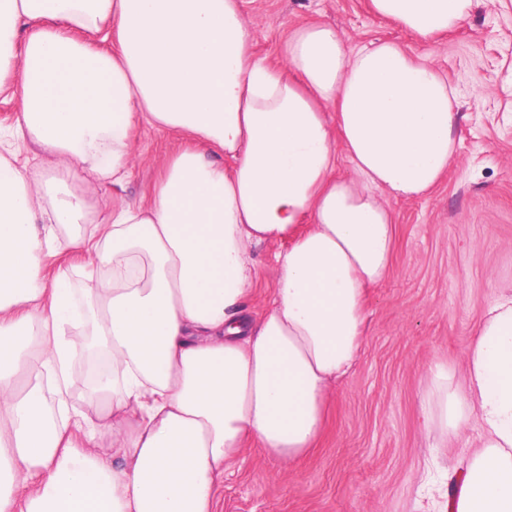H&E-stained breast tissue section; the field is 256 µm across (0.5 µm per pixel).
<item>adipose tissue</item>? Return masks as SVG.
Wrapping results in <instances>:
<instances>
[{
	"mask_svg": "<svg viewBox=\"0 0 512 512\" xmlns=\"http://www.w3.org/2000/svg\"><path fill=\"white\" fill-rule=\"evenodd\" d=\"M473 2L368 5L433 41ZM101 30L113 51L79 38ZM253 40L240 0H0V92L21 95L0 135V512H214L247 442L288 463L313 451L360 354L366 293L391 269L381 195L439 183L459 114L447 79L397 42L353 49L314 21L276 68ZM145 125L183 147L148 200L91 221L68 180L122 185ZM25 141L54 168L23 164ZM264 243L281 246L276 288L253 320ZM64 252L83 287L44 275ZM86 350L106 370L81 409ZM421 410L458 439L481 428L452 512H512V295L487 309L463 387L434 365Z\"/></svg>",
	"mask_w": 512,
	"mask_h": 512,
	"instance_id": "obj_1",
	"label": "adipose tissue"
}]
</instances>
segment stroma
<instances>
[{"label": "stroma", "instance_id": "1", "mask_svg": "<svg viewBox=\"0 0 512 512\" xmlns=\"http://www.w3.org/2000/svg\"><path fill=\"white\" fill-rule=\"evenodd\" d=\"M256 56L282 65L279 45L311 21L336 27L349 46L400 43L430 61L456 89L459 124L448 171L426 196L387 197L397 227L392 268L370 289L358 362L331 394L325 431L310 456L283 464L247 444L224 475L215 512H448V470L467 461L464 440L426 431L419 404L434 364L461 382L465 354L489 306L512 294V0H475L468 23L432 42L373 15L367 0H242ZM169 134L142 128L125 188L82 175L101 213L117 198L149 196ZM279 247L254 248L251 317L268 307Z\"/></svg>", "mask_w": 512, "mask_h": 512}]
</instances>
